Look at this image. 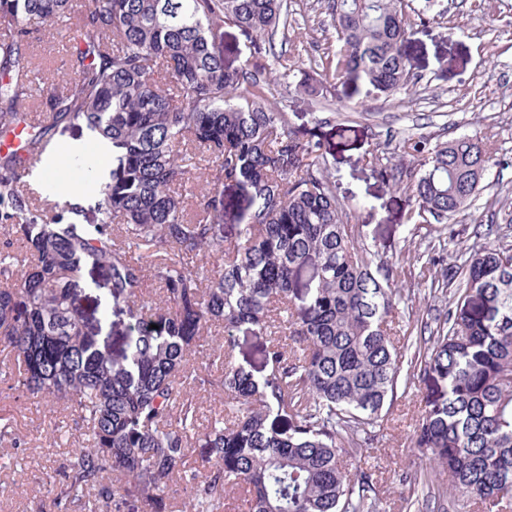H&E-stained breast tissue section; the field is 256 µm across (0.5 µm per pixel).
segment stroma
Returning a JSON list of instances; mask_svg holds the SVG:
<instances>
[{"label":"stroma","mask_w":512,"mask_h":512,"mask_svg":"<svg viewBox=\"0 0 512 512\" xmlns=\"http://www.w3.org/2000/svg\"><path fill=\"white\" fill-rule=\"evenodd\" d=\"M410 7L426 9L406 46L409 68L417 81L410 92L392 101L378 98L365 79H350L329 86L326 98L288 100V123L304 136L325 146L331 186L350 209V223L359 225L371 250L392 255L402 293L396 327L407 334L423 323L444 318L448 302L430 295L425 278L443 279L447 265L425 267L422 254L438 233H445L449 251L472 246L482 224H496L498 233L512 243V224L502 212H512V0H407ZM295 22L285 48L292 76L315 70L326 43L319 20L318 0H292ZM82 29L69 25L66 33L36 31L24 41V50L45 80L71 70L72 36ZM479 135L508 161L505 169L492 168L484 180L479 201L448 221L423 222L411 212L407 193L394 177L401 172L397 156L384 154L387 143L425 136L445 141L459 135ZM73 183L45 193L31 181L22 191L32 210L52 221L66 202L75 200L92 214L96 193L74 194ZM237 364L257 370L263 364L268 334L252 326L234 330L231 339ZM426 385L414 382L398 393L378 439L364 449L361 465L374 478L381 512H478L454 489L435 493L432 486L412 481L420 469L435 473L429 456L415 446V425L424 406ZM0 414L12 417L20 439L18 449L0 468V512H57L42 484L57 469L80 433L71 415L49 412L25 399L0 395Z\"/></svg>","instance_id":"stroma-1"}]
</instances>
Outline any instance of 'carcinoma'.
<instances>
[{
    "instance_id": "1",
    "label": "carcinoma",
    "mask_w": 512,
    "mask_h": 512,
    "mask_svg": "<svg viewBox=\"0 0 512 512\" xmlns=\"http://www.w3.org/2000/svg\"><path fill=\"white\" fill-rule=\"evenodd\" d=\"M324 7L337 43L326 79L362 77L385 98L409 88L403 0ZM71 10V0H0V137L24 121L17 103L34 70L23 40L69 23ZM291 21L290 0H87L88 39L57 75L26 153L52 148L62 124L84 128L95 154L73 164L93 180L112 147L93 223L67 217L72 204L42 221L18 190L24 157L0 155V384L69 412L84 432L49 481L56 507L168 512L180 486L188 512H217L235 491L243 512H378L372 474L342 462L384 427L398 384L418 379L428 394L415 446L482 512H512V244L452 257L455 291L429 346L394 341V265L348 223L322 144L270 103L272 48ZM226 25L252 47L233 70ZM288 87L312 100L327 90L316 79ZM393 154L409 158L418 216L439 223L473 205L501 165L476 134L403 140ZM86 267L107 285L90 313L77 283ZM148 278L158 295L142 292ZM120 300L131 323L115 349L103 331ZM242 324L284 336L266 346L259 375L233 361ZM217 326L224 346L201 373L195 355ZM198 388L225 403L202 428L187 393ZM194 447L199 468L187 467Z\"/></svg>"
}]
</instances>
